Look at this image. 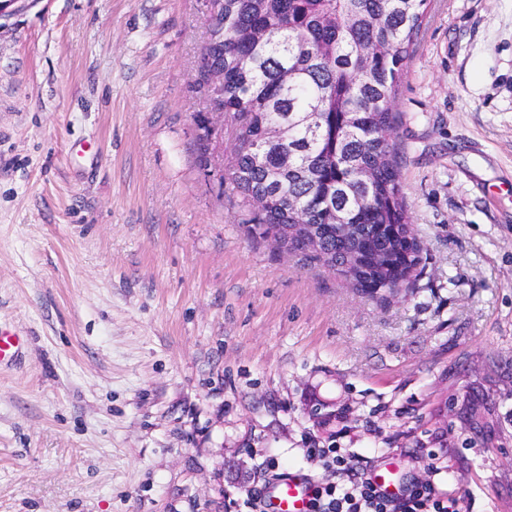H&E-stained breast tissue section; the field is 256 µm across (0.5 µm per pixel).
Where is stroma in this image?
<instances>
[{
	"label": "stroma",
	"instance_id": "stroma-1",
	"mask_svg": "<svg viewBox=\"0 0 512 512\" xmlns=\"http://www.w3.org/2000/svg\"><path fill=\"white\" fill-rule=\"evenodd\" d=\"M204 12L0 20V512H236L331 440L512 512V0H430L391 132L422 274L384 296L200 167ZM24 333L5 329L0 324V366L8 364L18 355L24 343Z\"/></svg>",
	"mask_w": 512,
	"mask_h": 512
}]
</instances>
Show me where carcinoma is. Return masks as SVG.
Returning <instances> with one entry per match:
<instances>
[{
    "label": "carcinoma",
    "mask_w": 512,
    "mask_h": 512,
    "mask_svg": "<svg viewBox=\"0 0 512 512\" xmlns=\"http://www.w3.org/2000/svg\"><path fill=\"white\" fill-rule=\"evenodd\" d=\"M429 0H216L207 61L224 67V115L235 151L219 185L229 182L261 209V235L278 241L298 223L317 224L329 257L343 265L384 239L385 256L412 252L399 162L389 133L405 62ZM291 128L285 143L260 145L261 129ZM371 174V185L361 178ZM355 236L327 230L328 207ZM303 218L294 217L293 208ZM379 224H401L398 237ZM419 275H390L388 293L414 288Z\"/></svg>",
    "instance_id": "obj_1"
}]
</instances>
